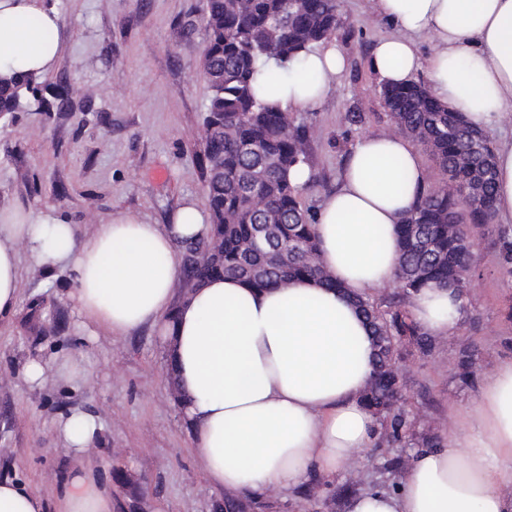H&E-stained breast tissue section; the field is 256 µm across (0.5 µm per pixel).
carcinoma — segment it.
I'll return each instance as SVG.
<instances>
[{"mask_svg": "<svg viewBox=\"0 0 512 512\" xmlns=\"http://www.w3.org/2000/svg\"><path fill=\"white\" fill-rule=\"evenodd\" d=\"M207 44L201 74L208 86L206 116L198 136L204 144L202 167L210 213L209 232L183 242L185 293L214 276H231L258 288L310 278L334 283L319 266L315 218L304 207L291 170L310 164L312 128L290 112L257 99L258 76L271 61L294 60L308 46L334 36L340 27L339 0H205ZM391 125L427 150L448 179L432 184L398 225L397 283L406 295L432 283L456 289L471 271L472 230L495 216L494 150L487 135L436 100L421 83L384 86L380 92ZM48 112L52 103L31 75L0 76V116L31 105ZM288 241L295 250H259L256 238ZM502 270L512 275V227L498 228ZM375 344L374 375L363 392L378 417L380 446H434L427 435L413 439L415 423L394 411L401 379L396 363L407 345L425 356L435 348L399 305L385 310L359 297ZM473 354L463 348L458 376L468 383Z\"/></svg>", "mask_w": 512, "mask_h": 512, "instance_id": "cac0c4a2", "label": "carcinoma"}]
</instances>
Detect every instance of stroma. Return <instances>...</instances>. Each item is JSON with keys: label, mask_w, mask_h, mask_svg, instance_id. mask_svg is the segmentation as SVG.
<instances>
[{"label": "stroma", "mask_w": 512, "mask_h": 512, "mask_svg": "<svg viewBox=\"0 0 512 512\" xmlns=\"http://www.w3.org/2000/svg\"><path fill=\"white\" fill-rule=\"evenodd\" d=\"M42 3L57 13L61 40L42 83L50 93L68 88L69 102L0 122V208L51 214L83 237L114 213L168 224L185 199L205 202L197 138L209 95L199 74L204 0ZM393 31L367 0H341L335 41L346 69L334 94L299 114L314 130L310 165L319 177L302 191L307 208L335 188L360 138L390 127L369 58ZM355 113L362 120L353 124ZM473 241L475 274L457 335L437 340L430 355L406 352L399 364L403 409L423 415L442 438L457 432L453 416L475 395L456 378L460 349L474 351L481 370L512 356V278L502 273L493 228L475 230ZM69 286L67 274L49 278L22 260L20 305L0 324V478L51 493L76 465L55 424L78 408L100 419L86 459L116 501L138 503L140 512H217L224 496L198 465L155 331L120 340L78 335ZM66 356L82 359L85 383L53 375L39 386L25 382L29 359ZM255 512H347V504L323 491L311 500L266 497Z\"/></svg>", "instance_id": "35a3bbf8"}]
</instances>
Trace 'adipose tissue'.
Returning <instances> with one entry per match:
<instances>
[{"label": "adipose tissue", "mask_w": 512, "mask_h": 512, "mask_svg": "<svg viewBox=\"0 0 512 512\" xmlns=\"http://www.w3.org/2000/svg\"><path fill=\"white\" fill-rule=\"evenodd\" d=\"M393 25L369 60L380 84L427 81L432 95L479 128L512 125V0H369ZM58 17L41 0H0V69L48 73L60 51L45 39ZM436 49L422 57L418 40ZM287 78L260 81L258 98L311 110L336 90L345 56L334 41L302 50ZM495 219L512 223V138L495 149ZM431 184L415 141L382 131L363 136L313 230L320 263L336 281L252 288L216 277L175 298L182 241L206 233L209 214L186 199L172 223L117 214L78 237L45 213L0 210V320L19 305L20 259L46 274L68 271L78 333L115 339L149 326L167 348L181 409L195 432L202 470L216 489L288 497L313 476L362 466L377 447L376 418L362 394L373 365L371 332L351 298L393 282L397 226ZM463 296L435 283L414 292L410 313L430 336L458 332ZM460 434L416 449L398 491L365 490L347 512H512V358L480 375ZM101 431L74 409L55 433L75 456ZM111 486L79 465L50 496L19 479L0 481V512H113Z\"/></svg>", "instance_id": "1"}]
</instances>
